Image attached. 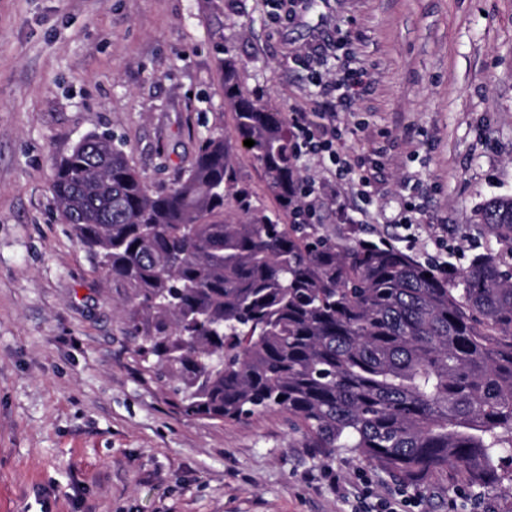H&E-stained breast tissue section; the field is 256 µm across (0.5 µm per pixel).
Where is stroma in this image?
<instances>
[{
  "instance_id": "1",
  "label": "stroma",
  "mask_w": 512,
  "mask_h": 512,
  "mask_svg": "<svg viewBox=\"0 0 512 512\" xmlns=\"http://www.w3.org/2000/svg\"><path fill=\"white\" fill-rule=\"evenodd\" d=\"M0 0V512H512V490L421 488L339 449L323 457L293 418L189 419L135 353L129 288L105 278L53 204L54 166L112 135L148 182L170 185L200 137L232 138L224 63L251 98L311 109L325 80L365 71L339 107L337 144L364 159L320 188L326 231L466 270L496 248L480 221L512 196V0ZM323 84H314L312 73ZM234 161L255 206L277 211L252 156Z\"/></svg>"
}]
</instances>
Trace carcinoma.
I'll return each instance as SVG.
<instances>
[{"mask_svg": "<svg viewBox=\"0 0 512 512\" xmlns=\"http://www.w3.org/2000/svg\"><path fill=\"white\" fill-rule=\"evenodd\" d=\"M234 140L261 166L279 213L257 209L222 135L153 189L106 134L55 166L77 242L131 288L135 353L183 416L288 413L312 447L338 448L410 487L449 470L512 489V198L489 200L502 250L444 277L385 244L344 243L302 220L284 113L224 66ZM289 218L286 224L282 219Z\"/></svg>", "mask_w": 512, "mask_h": 512, "instance_id": "carcinoma-1", "label": "carcinoma"}]
</instances>
